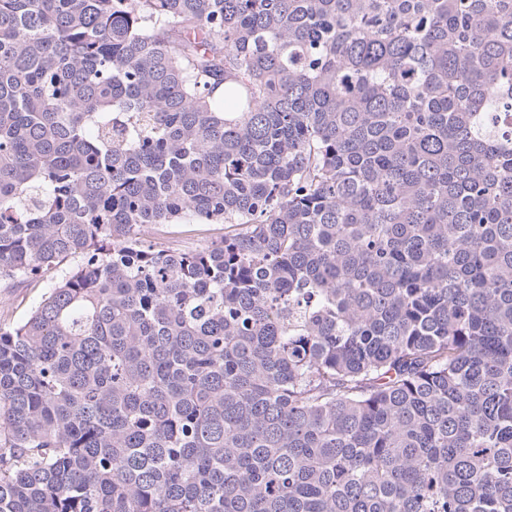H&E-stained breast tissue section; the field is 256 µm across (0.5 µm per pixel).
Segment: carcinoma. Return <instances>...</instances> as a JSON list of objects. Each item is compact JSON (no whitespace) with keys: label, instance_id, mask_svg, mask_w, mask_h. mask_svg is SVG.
Masks as SVG:
<instances>
[{"label":"carcinoma","instance_id":"carcinoma-1","mask_svg":"<svg viewBox=\"0 0 512 512\" xmlns=\"http://www.w3.org/2000/svg\"><path fill=\"white\" fill-rule=\"evenodd\" d=\"M35 278L0 512H512V0H0ZM224 226L211 225L194 227L196 231L185 233L179 237L182 248L198 249L210 244L224 234Z\"/></svg>","mask_w":512,"mask_h":512}]
</instances>
